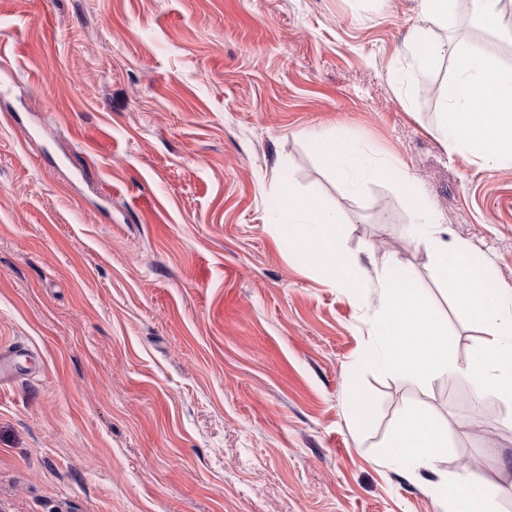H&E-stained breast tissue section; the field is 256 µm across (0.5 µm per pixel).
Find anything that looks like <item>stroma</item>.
I'll use <instances>...</instances> for the list:
<instances>
[{"label": "stroma", "instance_id": "stroma-1", "mask_svg": "<svg viewBox=\"0 0 512 512\" xmlns=\"http://www.w3.org/2000/svg\"><path fill=\"white\" fill-rule=\"evenodd\" d=\"M417 22L418 0H0V512H441L386 459L410 408L448 429L439 469L512 486L511 404L476 435L451 377L363 368L377 264L455 360L485 337L400 186L351 193L307 135L395 159L512 289V167L443 146L452 60L398 83ZM292 196L373 257L352 287L289 248Z\"/></svg>", "mask_w": 512, "mask_h": 512}]
</instances>
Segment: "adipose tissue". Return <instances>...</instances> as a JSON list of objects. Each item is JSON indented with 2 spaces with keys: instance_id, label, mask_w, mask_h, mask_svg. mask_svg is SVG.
<instances>
[{
  "instance_id": "obj_1",
  "label": "adipose tissue",
  "mask_w": 512,
  "mask_h": 512,
  "mask_svg": "<svg viewBox=\"0 0 512 512\" xmlns=\"http://www.w3.org/2000/svg\"><path fill=\"white\" fill-rule=\"evenodd\" d=\"M462 13L490 27L503 21L501 0H420L419 24L406 45L410 72L398 80L427 75L440 57L454 59L458 73L446 86L439 126L446 150L487 167H511L512 61L491 44L460 38L445 45L434 38L435 29L448 28ZM279 221L295 225L292 242L304 258L335 274L339 285H350L361 259L343 252L334 231L342 221L336 209L292 201ZM387 448L389 462L406 479L427 483L445 512H497L494 493L469 477L439 472L436 462L448 448V431L426 414L409 412Z\"/></svg>"
}]
</instances>
